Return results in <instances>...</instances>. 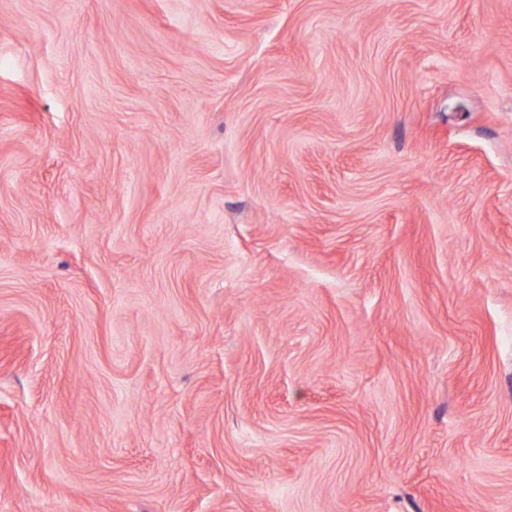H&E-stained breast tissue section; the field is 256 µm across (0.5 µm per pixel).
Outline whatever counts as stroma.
Masks as SVG:
<instances>
[{
	"label": "stroma",
	"instance_id": "1",
	"mask_svg": "<svg viewBox=\"0 0 512 512\" xmlns=\"http://www.w3.org/2000/svg\"><path fill=\"white\" fill-rule=\"evenodd\" d=\"M0 512H512V0H0Z\"/></svg>",
	"mask_w": 512,
	"mask_h": 512
}]
</instances>
